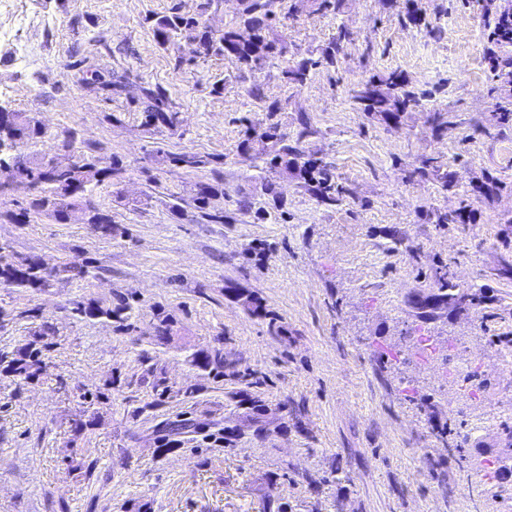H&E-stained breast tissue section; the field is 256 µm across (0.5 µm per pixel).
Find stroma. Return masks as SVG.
Segmentation results:
<instances>
[{
    "instance_id": "obj_1",
    "label": "stroma",
    "mask_w": 512,
    "mask_h": 512,
    "mask_svg": "<svg viewBox=\"0 0 512 512\" xmlns=\"http://www.w3.org/2000/svg\"><path fill=\"white\" fill-rule=\"evenodd\" d=\"M200 3L0 0V28L19 31L0 38V105L44 128L25 153L67 160L70 136L83 158L122 167L93 192L108 233L41 213L17 224L0 201V245L49 275L41 288L0 283V357L36 339L44 363L29 382L0 372V512H512V480L472 475L497 459L512 419L472 431L478 407L442 379L452 358L421 365L401 333L481 347L489 405L512 410V371L496 360L500 337H512V121L475 132L505 101L486 49L512 0H417L419 24L402 21L397 0H343L335 15L299 0L277 13L292 51L315 57L340 43L336 65L301 86L275 62L251 72L193 58L184 41L157 43L148 18L174 7L216 31L239 18L240 0ZM95 70L122 77L125 91L85 82ZM391 70L419 99L396 125L351 99ZM156 86L176 130L143 124L136 99ZM438 111L448 115L439 132ZM273 118L333 165L349 196L321 203L266 167L261 145L241 149ZM159 148L223 162L186 169ZM488 173L501 189L469 194ZM200 182L223 186L213 206L227 223L196 209ZM465 197L469 223H438ZM73 263L83 277L67 273ZM444 266L482 301L421 321L410 301L433 292ZM239 291L260 298L280 334L235 301ZM79 303L119 314L80 316ZM380 341L396 360L378 356ZM214 348L234 374L191 365ZM158 375L166 392L153 387ZM249 398L266 409L260 424Z\"/></svg>"
}]
</instances>
